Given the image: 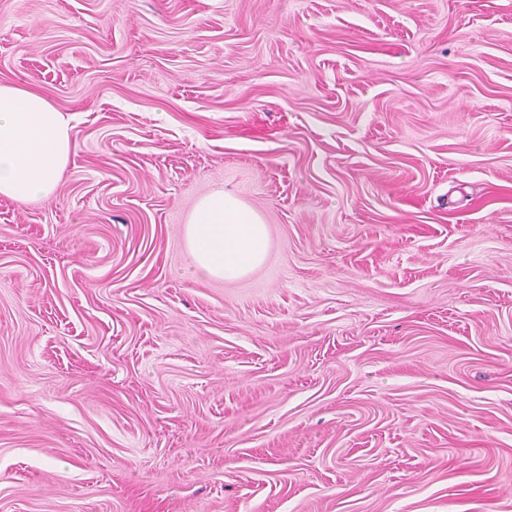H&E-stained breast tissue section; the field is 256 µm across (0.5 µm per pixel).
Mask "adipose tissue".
<instances>
[{
    "label": "adipose tissue",
    "mask_w": 512,
    "mask_h": 512,
    "mask_svg": "<svg viewBox=\"0 0 512 512\" xmlns=\"http://www.w3.org/2000/svg\"><path fill=\"white\" fill-rule=\"evenodd\" d=\"M73 121L26 84H0V197H54L75 153ZM185 247L195 279L236 281L264 263L268 227L235 194L217 190L195 203Z\"/></svg>",
    "instance_id": "1"
}]
</instances>
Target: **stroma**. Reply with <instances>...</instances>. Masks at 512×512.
Listing matches in <instances>:
<instances>
[{"label":"stroma","instance_id":"1","mask_svg":"<svg viewBox=\"0 0 512 512\" xmlns=\"http://www.w3.org/2000/svg\"><path fill=\"white\" fill-rule=\"evenodd\" d=\"M21 81L0 512H512V0H0ZM217 189L270 248L200 284ZM73 121L25 83L0 84V197L55 196L75 153Z\"/></svg>","mask_w":512,"mask_h":512}]
</instances>
